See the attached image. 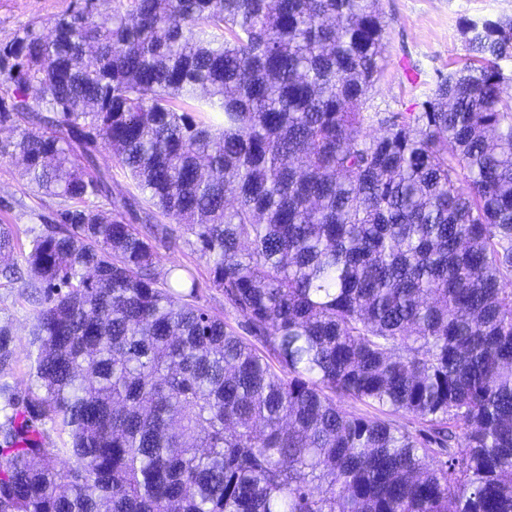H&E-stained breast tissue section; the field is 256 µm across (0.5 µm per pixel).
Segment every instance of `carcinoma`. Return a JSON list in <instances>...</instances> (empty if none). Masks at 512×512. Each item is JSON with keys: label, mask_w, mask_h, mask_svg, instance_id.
<instances>
[{"label": "carcinoma", "mask_w": 512, "mask_h": 512, "mask_svg": "<svg viewBox=\"0 0 512 512\" xmlns=\"http://www.w3.org/2000/svg\"><path fill=\"white\" fill-rule=\"evenodd\" d=\"M459 31L391 115L378 0H85L0 46V157L60 203L0 224V512H512V15ZM159 215L257 343L156 276ZM98 159L101 165L112 167V193L114 197H127L128 191L134 192L130 179L122 169L115 166V163L112 161L111 153L108 150L101 149ZM27 303L19 300L14 288L0 285V320L12 322L14 345L18 357L22 360L8 381L24 391L27 387L26 357L29 353V330L31 327L30 310ZM341 405L344 409L353 412L355 414H361V415H375L377 414L380 418L383 419H391L393 423L396 424V426L402 430L406 431L412 434H418L422 430L426 429V425L423 424L421 421L416 420L408 415H398V416H386L381 415L379 413L374 412V410L365 407L364 405L350 399L347 397H343L340 399Z\"/></svg>", "instance_id": "cac0c4a2"}]
</instances>
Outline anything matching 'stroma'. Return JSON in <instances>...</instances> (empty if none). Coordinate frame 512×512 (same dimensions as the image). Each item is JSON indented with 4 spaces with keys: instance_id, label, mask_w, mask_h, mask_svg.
I'll return each mask as SVG.
<instances>
[{
    "instance_id": "stroma-1",
    "label": "stroma",
    "mask_w": 512,
    "mask_h": 512,
    "mask_svg": "<svg viewBox=\"0 0 512 512\" xmlns=\"http://www.w3.org/2000/svg\"><path fill=\"white\" fill-rule=\"evenodd\" d=\"M81 0H0V45L12 41L28 22L46 23L78 7ZM385 25L387 69L371 94L374 112L418 109L430 95L439 74L455 68L465 55L459 24L465 19L512 14V0H380ZM55 200L33 191L10 160L0 158V223L15 225L20 245L29 242L30 229L55 221ZM176 245L159 243L156 271L174 265L191 267L200 283L196 302L233 327L243 317L209 279L208 266L190 243L184 225L169 221ZM12 323L15 350L26 358L31 327L30 307L15 289L0 285V320Z\"/></svg>"
}]
</instances>
